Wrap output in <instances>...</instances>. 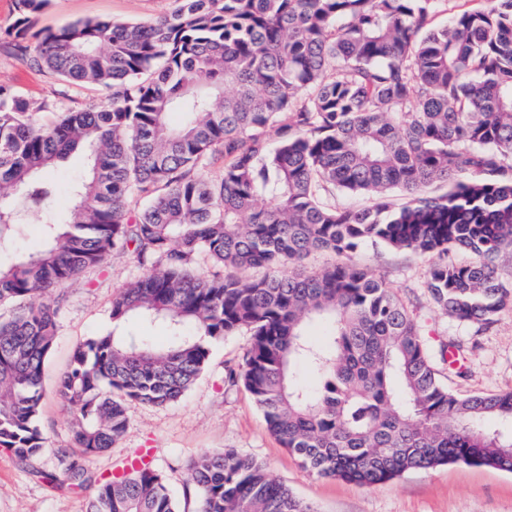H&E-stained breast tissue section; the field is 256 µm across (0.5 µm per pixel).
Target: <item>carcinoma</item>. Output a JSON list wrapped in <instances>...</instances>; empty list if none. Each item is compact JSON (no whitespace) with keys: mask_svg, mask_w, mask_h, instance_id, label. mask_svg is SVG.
I'll return each instance as SVG.
<instances>
[{"mask_svg":"<svg viewBox=\"0 0 512 512\" xmlns=\"http://www.w3.org/2000/svg\"><path fill=\"white\" fill-rule=\"evenodd\" d=\"M47 2L17 0L5 40L24 52L36 39L40 67L112 98L72 110L64 90L35 100L0 84V245L51 199L41 172L80 149L90 163L72 209L44 225L46 245L0 266V304H17L0 314V448L45 450L53 292L123 250L153 268L113 296L112 320L163 322L171 341L108 333L76 346L57 394L85 455L123 438L128 403L181 397L211 345L245 328L237 380L309 473L372 487L449 464L512 472V434L485 427L512 423V393L449 389L424 325L352 258L363 241L433 257V302L461 321L512 307L493 266L512 250V0L441 28L443 0H175L146 22L35 32ZM336 190L376 203L339 206ZM317 252L333 262L302 270ZM316 323L329 328L323 345ZM300 363L316 390L297 381ZM188 470L197 512H315L233 448L202 451ZM58 481L90 488L86 512H178L152 466L93 482L70 464Z\"/></svg>","mask_w":512,"mask_h":512,"instance_id":"1","label":"carcinoma"}]
</instances>
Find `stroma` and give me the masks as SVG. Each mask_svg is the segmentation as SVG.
Instances as JSON below:
<instances>
[{
	"mask_svg": "<svg viewBox=\"0 0 512 512\" xmlns=\"http://www.w3.org/2000/svg\"><path fill=\"white\" fill-rule=\"evenodd\" d=\"M173 0H48L36 26L56 29L89 18L144 22L168 12ZM0 83L35 99L55 97L58 79L33 65L30 55L0 41ZM84 153L70 154L48 178L56 193L8 249L0 262L36 250L43 239L42 223L66 213L73 187L86 168ZM357 259L384 276L398 298L428 332L431 360L444 384L462 395L512 392V310L487 324L463 322L437 311L426 287L427 257L366 242ZM149 264L132 254L113 252L104 272L90 271L57 288V333L45 365L44 399L38 426L45 452L22 460L0 451V512H85L87 490L59 486L63 466L77 462L105 477L143 448L155 451L154 463L165 477L180 512H195L197 492L186 468L198 452L233 448L266 465L270 476L310 502L316 512H512V473L485 467L444 465L411 471L367 488L305 471L298 459L268 431L263 416L241 382L239 371L251 336L242 330L213 344L198 381L178 400L163 405L132 402L124 437L107 451L84 457L71 437L73 413L56 393L60 374L74 348L86 339L112 331V297L123 285L146 274ZM452 342L462 349V372L450 371L438 346Z\"/></svg>",
	"mask_w": 512,
	"mask_h": 512,
	"instance_id": "1",
	"label": "stroma"
}]
</instances>
